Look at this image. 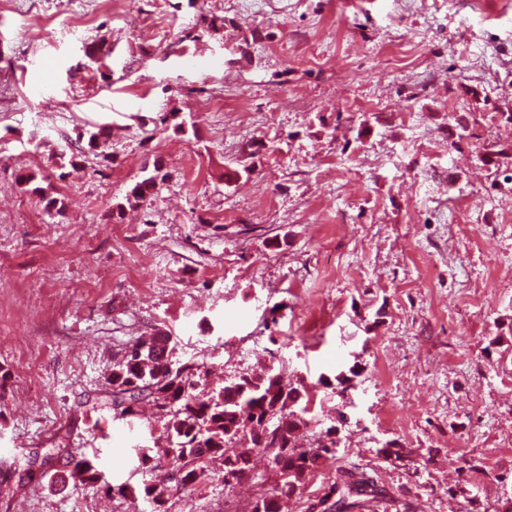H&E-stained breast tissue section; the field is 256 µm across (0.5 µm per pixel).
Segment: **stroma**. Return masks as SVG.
Returning <instances> with one entry per match:
<instances>
[{
	"label": "stroma",
	"mask_w": 512,
	"mask_h": 512,
	"mask_svg": "<svg viewBox=\"0 0 512 512\" xmlns=\"http://www.w3.org/2000/svg\"><path fill=\"white\" fill-rule=\"evenodd\" d=\"M64 2L0 0V512H130L99 484L56 482L61 463L24 470L61 443L98 453L109 484L165 478L166 459L130 453L164 443L163 414L87 404L156 331L213 387L302 379L319 418L304 446L337 426L288 512H313L348 470L379 488L354 512H512V165L480 160L512 143V7L97 0L58 26ZM203 97L221 110L196 111ZM95 125L112 129L107 168L68 147ZM211 468L169 484L167 512H251L277 486L261 452L229 485ZM153 174L144 176L140 181L136 182L125 194V203L118 202L112 205V217L122 219L126 205L129 208L136 206L144 197L151 194L159 183V169H154Z\"/></svg>",
	"instance_id": "obj_1"
}]
</instances>
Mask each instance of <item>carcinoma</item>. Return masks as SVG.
I'll list each match as a JSON object with an SVG mask.
<instances>
[{
    "mask_svg": "<svg viewBox=\"0 0 512 512\" xmlns=\"http://www.w3.org/2000/svg\"><path fill=\"white\" fill-rule=\"evenodd\" d=\"M109 127L77 135V141H87V148L109 160L107 143ZM159 168L136 182L125 194L124 201L112 205V217L123 218L125 207L136 206L158 186ZM175 346L170 337L156 333L136 339L131 351L112 363L107 387L92 403L103 407L113 416L132 419L139 416L144 403L155 406L167 417L166 433L172 470L179 475L178 484L184 488L210 479L207 462L214 457L224 459V484L238 480L250 470V457L230 451V447L245 443L268 453L279 478L277 492L256 500L252 512H281L283 503L299 489L306 475L316 470L323 455L336 447V428L319 433L318 445L306 448L299 444L302 428L308 425L305 413L310 402L301 380L291 381L282 373L271 370L262 374L241 375L224 381L219 388L201 389L200 368L182 363L174 356ZM64 461L71 474H80V482L98 480L97 458L72 453L58 447L53 457L44 456L40 464L50 459ZM107 491L134 503L152 502L160 507L168 488L165 483L129 484L109 487ZM376 490L364 481L343 486L332 485L319 501L322 512H341L352 508L353 496L373 495ZM337 499H332V496Z\"/></svg>",
    "mask_w": 512,
    "mask_h": 512,
    "instance_id": "carcinoma-1",
    "label": "carcinoma"
}]
</instances>
